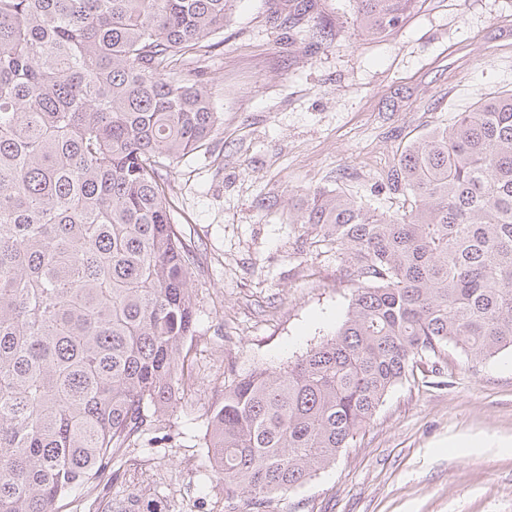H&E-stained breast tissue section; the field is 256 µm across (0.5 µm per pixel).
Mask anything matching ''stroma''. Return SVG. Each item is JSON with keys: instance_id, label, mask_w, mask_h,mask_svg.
<instances>
[{"instance_id": "obj_1", "label": "stroma", "mask_w": 512, "mask_h": 512, "mask_svg": "<svg viewBox=\"0 0 512 512\" xmlns=\"http://www.w3.org/2000/svg\"><path fill=\"white\" fill-rule=\"evenodd\" d=\"M214 41L191 66L221 122L166 173L194 257L195 383L113 459L101 512L137 495L161 512H512L510 349L423 361L335 461L260 508L225 498L205 447L225 386L286 367L349 311L356 284L335 247L291 215L315 188L395 212L380 185L404 148L512 89V0H422L378 38L352 0H233Z\"/></svg>"}]
</instances>
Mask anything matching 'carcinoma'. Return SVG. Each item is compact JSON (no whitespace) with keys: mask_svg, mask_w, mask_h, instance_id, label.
<instances>
[{"mask_svg":"<svg viewBox=\"0 0 512 512\" xmlns=\"http://www.w3.org/2000/svg\"><path fill=\"white\" fill-rule=\"evenodd\" d=\"M419 2L354 0L355 21L386 36ZM228 4L0 0V512L95 507L192 379L193 271L161 170L220 121L176 65ZM384 186L407 207L308 193L296 223L361 287L330 338L224 388L206 448L226 498L307 483L445 346L512 349V90L407 146Z\"/></svg>","mask_w":512,"mask_h":512,"instance_id":"carcinoma-1","label":"carcinoma"}]
</instances>
